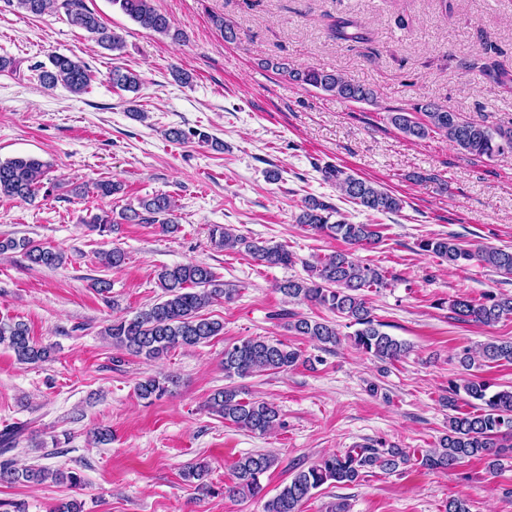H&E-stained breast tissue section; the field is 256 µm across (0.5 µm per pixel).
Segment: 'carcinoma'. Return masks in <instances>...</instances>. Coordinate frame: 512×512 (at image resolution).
I'll return each mask as SVG.
<instances>
[{
	"instance_id": "carcinoma-1",
	"label": "carcinoma",
	"mask_w": 512,
	"mask_h": 512,
	"mask_svg": "<svg viewBox=\"0 0 512 512\" xmlns=\"http://www.w3.org/2000/svg\"><path fill=\"white\" fill-rule=\"evenodd\" d=\"M10 7L31 16H40L52 9H62L70 25L93 35L99 46L109 51H122L123 37L108 29L91 11L85 0H5ZM123 14L142 29L181 39L170 19L154 8L152 0H111ZM356 23L340 17H330L329 33L338 40L361 43L367 40L364 32L349 33L347 29ZM271 66L283 76L303 86L321 90L332 96L354 102H373L371 89L345 79L341 74L310 66L295 69L287 62H273ZM112 85L130 92L139 89L140 78L132 71L115 66L109 73ZM41 81L47 88L57 85L66 87L73 94L86 92L90 74L85 64L64 54L49 57V65L41 73ZM415 117L409 112H393L391 124L409 139H425L435 133L445 136L449 142L475 156L493 158L507 150L512 151V129H493L484 124L466 121L434 103L418 108ZM171 141L183 142L188 136L218 149L223 144L205 132H185L170 128L165 132ZM50 164L34 157H15L0 160V198L34 201ZM325 181L339 191L341 197L379 213H397L405 200L376 185L358 178L345 170L328 165L322 169ZM123 191L122 184L103 180L95 183L92 190L78 185L75 193H89L99 198H109ZM175 201L165 193L138 200L137 205H126L119 213L101 211L87 221L90 230L99 235L115 233L122 224H157L162 233L174 234L179 224L174 216ZM296 223L307 230L335 239H342L352 246L370 247L378 244L382 235L376 224H352L339 216L331 204L314 197L305 199ZM210 239L226 249L243 251L255 261L267 266H288L295 263V256L282 244L252 239L234 232V229L215 224L210 229ZM421 251L430 253L452 267L462 268L475 261L497 272L512 276V248H500L483 244L465 243L454 236L429 237L418 243ZM22 254L30 263L46 268L64 264V253L27 237L0 236V255ZM101 264L108 269L120 268L126 254L119 248L98 253ZM309 275L300 280L289 279L278 289L286 297L319 305L336 316L348 320V326L356 327L350 336L355 349L373 356L381 362L393 363L406 357L408 345L383 331L385 324L376 319L368 305L365 291L388 286L386 272L369 264L356 261L350 252L336 251L314 264L307 265ZM161 295L157 303L131 317H117L107 325L104 334L112 340V346L147 360H156L176 348H192L224 334V324L209 319L201 311L218 299L227 302L234 299L237 289L228 288L213 269L202 262H187L164 266L156 274ZM451 318L464 323L492 326L502 318L512 316V296L486 294L482 300L457 297L448 305ZM288 330L306 336L322 349L334 346L339 333L336 324L328 320H311L294 316L288 322ZM0 346L11 350L21 363L45 360L52 348L39 345L30 336L22 322L0 320ZM301 359V352L281 341L263 337L246 338L224 347V373L231 378H245L264 371H286ZM500 360L512 361V341H493L484 344L479 355L466 349L458 354L461 367L470 370ZM174 379L169 376H148L136 385L142 399H160L165 396ZM465 393L473 403V411L457 412L460 393ZM240 388L232 385L214 392L208 407L224 421L252 433L264 434L280 423L279 411L272 404L261 400L245 401L240 398ZM448 429L439 438L437 446L422 455L420 465L429 470L446 471L458 462L471 457L489 459L488 467L494 471L501 467V460L512 451V386L493 390L491 383L478 376L463 380L449 390ZM14 431L0 432V483L67 482L76 488L83 478L74 471H50L46 468L15 467L11 459L3 455L13 449ZM410 461L406 451L383 441L367 443L336 453L322 456L311 466L296 471L290 481L269 498L264 512H299L300 504L313 492L329 484L351 485L357 483L362 470L378 468L386 473L396 471ZM275 465V458L265 453L248 454L234 466L235 482L224 489L234 496L260 497L265 487L260 477Z\"/></svg>"
}]
</instances>
